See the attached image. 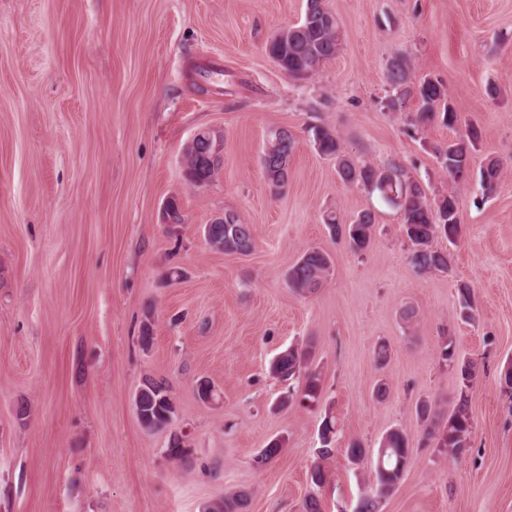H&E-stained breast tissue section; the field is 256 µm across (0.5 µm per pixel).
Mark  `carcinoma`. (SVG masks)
I'll return each mask as SVG.
<instances>
[{
	"instance_id": "carcinoma-1",
	"label": "carcinoma",
	"mask_w": 512,
	"mask_h": 512,
	"mask_svg": "<svg viewBox=\"0 0 512 512\" xmlns=\"http://www.w3.org/2000/svg\"><path fill=\"white\" fill-rule=\"evenodd\" d=\"M341 30L335 14L326 6L325 0H306L303 18L295 25L279 30L266 44L267 54L283 72L294 71L301 66L315 74L327 61L333 59L341 48ZM386 78L394 94L389 106L401 111L409 102L418 99L416 117L424 122L442 115L449 127L455 126L457 114L448 98L445 85L436 80L425 79L412 82L408 63L403 59L393 60L387 67ZM315 149L336 163L339 178L348 184H361L369 192H378L388 204L400 209L403 215L404 236L409 242V262L418 273L445 272L449 268L448 252L434 246L435 238L445 237L454 242L460 233V219L453 196L430 201L418 180L404 173L400 166H374L366 162H354L343 155L336 133L325 126L308 128ZM212 144L203 141L191 142L186 148L185 176L196 185L209 184L218 170L220 156H212L214 146L223 145V135L210 130ZM480 138L474 127L467 130L465 138L448 143L438 151L437 158L448 177L458 180L470 172L471 148ZM296 136L286 127H278L268 134L261 158L262 173L267 184L277 190L284 187L290 177L292 156ZM502 174L501 164L494 160L480 171L484 190L491 192ZM330 232L336 238H345L350 250L356 254L366 251L372 240L375 215L369 210L361 211L350 224H342L329 214L326 218ZM203 234L208 245L227 254L246 255L255 246L253 225L241 221L240 217L226 211L204 225ZM331 267L329 255L319 249L306 250L287 270L288 286L300 294L318 290ZM311 351L290 347L280 352L270 363L272 377L287 382L304 378L303 398L313 403L322 396L323 388L317 372L308 370ZM134 407L141 426L149 431L169 426L176 418L177 408L168 388L153 380L145 381L134 396ZM418 417L437 429V447L455 452L469 444L471 420L465 393H460L459 403L448 415L444 424L432 406L423 402L417 407ZM320 454H331L336 441V421L330 415L324 418L320 434ZM164 454L171 460H182L189 455L188 435L175 432L170 435ZM413 462V451L409 437L402 429L386 433L378 448L375 488L361 497L356 512H377L380 499L390 494L401 482L405 471ZM247 496L233 494L204 507V512H244Z\"/></svg>"
}]
</instances>
